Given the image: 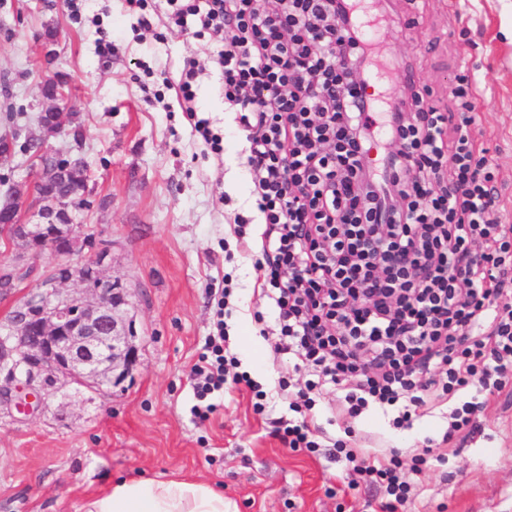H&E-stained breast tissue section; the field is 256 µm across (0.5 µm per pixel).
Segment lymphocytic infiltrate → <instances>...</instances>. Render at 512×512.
I'll return each mask as SVG.
<instances>
[{"instance_id": "lymphocytic-infiltrate-1", "label": "lymphocytic infiltrate", "mask_w": 512, "mask_h": 512, "mask_svg": "<svg viewBox=\"0 0 512 512\" xmlns=\"http://www.w3.org/2000/svg\"><path fill=\"white\" fill-rule=\"evenodd\" d=\"M169 23L195 20L223 40L216 64L224 101L245 136L252 194L264 230L256 268L277 309L285 348L311 366L298 398L341 392L352 418L369 406L396 422L449 394H493L512 372V225L502 223L494 178L470 131L474 86L461 74L454 110L409 87L384 123L393 144L372 162L373 104L360 76L369 55L350 0H166ZM197 63L176 94L214 154L224 151L194 107ZM218 289L215 334L191 369L199 406L223 391L235 359L224 347ZM436 368L441 380H421ZM345 464L397 512L412 485L402 460L336 441Z\"/></svg>"}]
</instances>
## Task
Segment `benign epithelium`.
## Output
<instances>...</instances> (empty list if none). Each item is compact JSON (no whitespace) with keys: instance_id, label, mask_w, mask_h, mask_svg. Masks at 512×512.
<instances>
[{"instance_id":"1","label":"benign epithelium","mask_w":512,"mask_h":512,"mask_svg":"<svg viewBox=\"0 0 512 512\" xmlns=\"http://www.w3.org/2000/svg\"><path fill=\"white\" fill-rule=\"evenodd\" d=\"M46 98L50 104L39 115L44 135L28 138L25 151L49 155L53 171H46L44 164L30 168L26 189L14 187L6 193L0 225L23 243L28 256L50 251L69 258L87 249L94 257L57 268L0 327V375L17 390L45 398L62 382L96 391L110 388L136 358L135 330L123 315L126 289L102 273L108 247L92 234H81L75 224V213L88 206L87 166L78 155L52 151L47 142L49 134L73 133L66 129L74 118L69 97L54 85ZM62 175L76 179L71 193L57 198L46 194L50 180ZM69 281L78 283L80 291L62 293L60 286Z\"/></svg>"}]
</instances>
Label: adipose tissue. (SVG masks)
I'll return each instance as SVG.
<instances>
[{
    "instance_id": "obj_1",
    "label": "adipose tissue",
    "mask_w": 512,
    "mask_h": 512,
    "mask_svg": "<svg viewBox=\"0 0 512 512\" xmlns=\"http://www.w3.org/2000/svg\"><path fill=\"white\" fill-rule=\"evenodd\" d=\"M82 512H229L223 490L202 481L125 478Z\"/></svg>"
}]
</instances>
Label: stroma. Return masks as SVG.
Listing matches in <instances>:
<instances>
[{
	"mask_svg": "<svg viewBox=\"0 0 512 512\" xmlns=\"http://www.w3.org/2000/svg\"><path fill=\"white\" fill-rule=\"evenodd\" d=\"M374 21L369 95L391 103L407 80L428 86L452 106L460 71L479 85L472 131L495 170L500 215L512 225V0H421L411 28L398 27L402 0H365ZM163 0L129 9L127 0H0V134H39L45 86L64 79L81 140L50 137L61 152H79L93 205L79 211L87 233L105 240V277L127 290L137 358L107 393L67 384L41 405L0 402V512H81L84 501L129 477L191 479L224 491L230 512H375L376 488L347 475L328 449L285 447L275 420L296 419L280 380L303 385L295 361L274 354L275 315L261 295L252 246L261 226L245 164V140L221 94L213 63L222 44L170 25ZM115 50L100 52L102 33ZM55 60L45 64V37ZM195 58L197 110L223 138L214 155L197 138L173 89L186 58ZM250 218L246 241L235 216ZM60 257L28 261L15 288L0 290V321L37 291ZM231 274L226 347L250 385L227 383L210 396L215 412L197 422L190 371L213 331L212 287ZM264 322H256L255 311ZM321 441L393 448L411 466L416 448L441 447L414 478L398 512H512V384L490 396L480 430L464 445L442 443L440 413L394 427L370 409L357 418L328 401L310 411Z\"/></svg>",
	"mask_w": 512,
	"mask_h": 512,
	"instance_id": "obj_1",
	"label": "stroma"
}]
</instances>
